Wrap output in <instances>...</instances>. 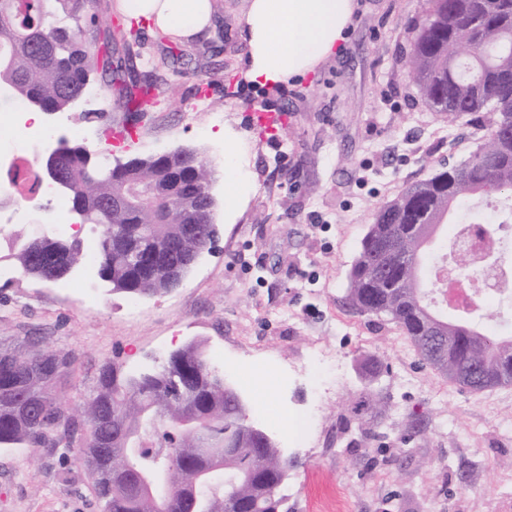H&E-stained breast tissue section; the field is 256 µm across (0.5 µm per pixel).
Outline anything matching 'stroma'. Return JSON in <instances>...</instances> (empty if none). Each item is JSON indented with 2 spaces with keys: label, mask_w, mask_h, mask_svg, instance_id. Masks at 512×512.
<instances>
[{
  "label": "stroma",
  "mask_w": 512,
  "mask_h": 512,
  "mask_svg": "<svg viewBox=\"0 0 512 512\" xmlns=\"http://www.w3.org/2000/svg\"><path fill=\"white\" fill-rule=\"evenodd\" d=\"M221 24L188 43L145 29L140 52L161 94L137 139L104 135L129 120L107 75L69 112L106 167L180 147L215 173L218 238L171 292L132 298L88 274L86 296L65 281H0V337L29 332L75 354L62 393L78 407L98 370H135L197 340L242 366L284 372L242 392L248 421L294 459L288 512H512V384L478 393L422 363L387 316L347 304L349 274L375 211L444 159L459 163L496 115L449 123L422 96L408 64L410 27L432 0H359L343 47L285 86L247 82L235 27L243 0H215ZM218 81L210 97L195 84ZM282 112L264 134L254 107ZM378 377H370L372 367ZM308 420L306 438L291 422ZM85 468L65 448L0 450V512H100Z\"/></svg>",
  "instance_id": "obj_1"
}]
</instances>
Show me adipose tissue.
<instances>
[{"label": "adipose tissue", "mask_w": 512, "mask_h": 512, "mask_svg": "<svg viewBox=\"0 0 512 512\" xmlns=\"http://www.w3.org/2000/svg\"><path fill=\"white\" fill-rule=\"evenodd\" d=\"M116 7L185 42L208 35L215 19L214 0H118ZM356 7L357 0H245L238 19L244 78L281 86L304 77L345 41Z\"/></svg>", "instance_id": "1"}]
</instances>
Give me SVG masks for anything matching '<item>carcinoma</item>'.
Returning <instances> with one entry per match:
<instances>
[{"label": "carcinoma", "mask_w": 512, "mask_h": 512, "mask_svg": "<svg viewBox=\"0 0 512 512\" xmlns=\"http://www.w3.org/2000/svg\"><path fill=\"white\" fill-rule=\"evenodd\" d=\"M98 15L99 0H0V86L39 111L70 106L97 68L83 35L97 28ZM141 29L142 20L133 18L107 38L139 43ZM411 41L410 65L422 94L448 122L480 112L497 119L486 147L461 170L439 167L379 208L362 240V261L350 272L347 300L360 314L388 316L423 362L460 387L480 391V375L493 376V387L512 384V374L500 370L501 360L512 357V340L477 339L480 332L463 320L450 322L432 310L421 288L429 243L455 204L478 195L487 209L455 216L459 224L512 223V0H433ZM156 90L155 84H123L119 100L142 114ZM60 164L69 182L61 190L73 207L85 197V175H97L80 217L91 226L94 252L88 255L77 238L18 233L9 258L23 276L58 281L90 257L112 291L153 296L182 282L194 252L213 248L217 231L206 220V198H199L195 216L175 199L190 182L209 188L211 171L197 153L175 158L160 192L132 210L112 207L116 175L87 146L65 144ZM191 222L194 237L184 228ZM407 226L402 257L382 258L380 242ZM450 323L461 345L450 357L429 358L428 325ZM72 363L69 353L51 349L37 333L0 340V449H79L76 459L102 512H282L279 491L293 464L270 435L248 423L239 393L200 343L190 341L137 372L104 363L76 411L58 393ZM190 415L195 424L186 432L181 423Z\"/></svg>", "instance_id": "carcinoma-1"}]
</instances>
